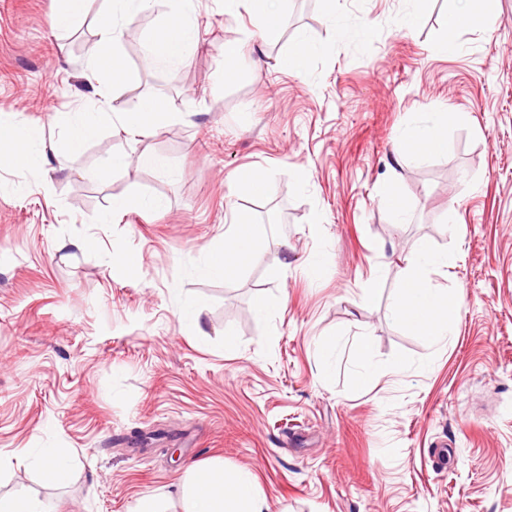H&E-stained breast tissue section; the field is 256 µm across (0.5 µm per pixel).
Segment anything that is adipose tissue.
<instances>
[{
	"label": "adipose tissue",
	"mask_w": 512,
	"mask_h": 512,
	"mask_svg": "<svg viewBox=\"0 0 512 512\" xmlns=\"http://www.w3.org/2000/svg\"><path fill=\"white\" fill-rule=\"evenodd\" d=\"M170 20L155 35L145 54L150 66L184 63L197 46V31L189 21L186 6L189 0H167ZM154 0H105V15L97 32V41L88 61V69L95 77V94L109 112H77L67 121V143L78 150L95 139L102 120H110L113 127L141 137L154 133L158 124L175 117L176 109L162 98L148 94L141 98L137 111L127 112L116 107V91L121 86L137 81V71L131 69L118 51L127 32V26L136 15L149 10ZM488 0H458L446 20L447 38L444 51L457 49L456 35L465 28L481 27L485 21ZM448 114H435L427 124L410 129L405 140L417 154L437 155L448 151ZM46 156L34 140L27 119L10 115L0 121V170L44 174ZM262 225L244 214L235 212L224 231V243L210 251L201 269L204 277L226 279L258 260ZM452 261L448 253L428 243H421L409 258L400 278L392 305L394 317L405 327L434 344L448 343L455 333V315L459 298L448 297L434 288L431 277L445 273ZM187 497V512H267L255 477L240 471L226 474L220 467L190 466L182 483Z\"/></svg>",
	"instance_id": "obj_1"
}]
</instances>
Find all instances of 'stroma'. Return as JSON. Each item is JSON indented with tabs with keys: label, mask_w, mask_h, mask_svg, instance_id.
I'll return each instance as SVG.
<instances>
[{
	"label": "stroma",
	"mask_w": 512,
	"mask_h": 512,
	"mask_svg": "<svg viewBox=\"0 0 512 512\" xmlns=\"http://www.w3.org/2000/svg\"><path fill=\"white\" fill-rule=\"evenodd\" d=\"M456 4L286 0L268 39L245 9L192 0L191 57L142 68L169 20L155 0L119 45L139 69L119 103L133 112L158 91L183 120L146 138L107 124L65 155L69 114L100 106L83 74L104 2L87 0L60 37L58 0H0V114L25 115L53 154L41 179L0 171V495L133 512L155 493L163 512H185L177 484L197 463L252 471L269 512H512V0H491L485 28L446 53ZM301 37L319 54L282 69ZM227 40L242 43L232 62L219 52ZM438 112L453 116L447 154L411 152L402 131ZM144 150L168 156L174 175H98L109 154ZM246 170L267 173L264 198L237 182ZM389 182L404 219L381 196ZM133 193L163 206L100 223L113 197ZM272 203L287 218L265 225L259 262L231 279L200 275L231 213L257 221ZM84 237L97 251L69 255ZM423 242L455 257L431 278L461 298L443 346L390 313ZM259 295L275 317L256 316ZM190 304L202 308L195 327ZM364 340L377 375L358 388ZM401 356L411 365L392 376ZM41 448L69 458L66 484L42 482Z\"/></svg>",
	"instance_id": "1"
}]
</instances>
